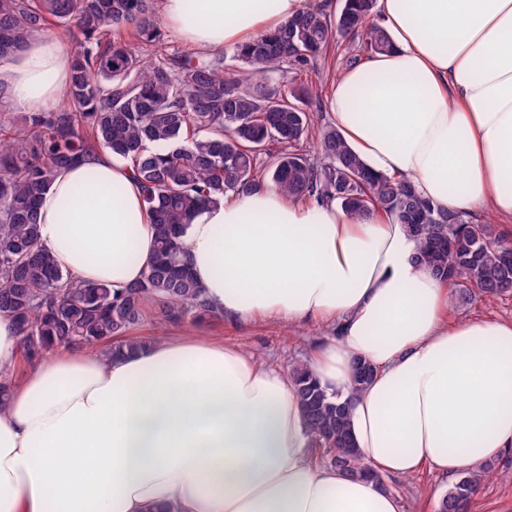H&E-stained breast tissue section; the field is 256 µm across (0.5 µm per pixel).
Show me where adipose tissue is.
<instances>
[{
    "mask_svg": "<svg viewBox=\"0 0 512 512\" xmlns=\"http://www.w3.org/2000/svg\"><path fill=\"white\" fill-rule=\"evenodd\" d=\"M307 0H161L178 41L218 52L301 14ZM392 49L341 71L331 121L374 171L455 213L512 223V0H378ZM71 54L41 34L0 60V95L59 109ZM129 160L99 149L60 170L39 238L77 279L141 280L154 232ZM207 301L232 321L333 329L309 365L350 402L378 474L452 477L512 446V321L449 322V285L415 263L384 212L267 184L202 208L182 238ZM22 349L0 314V512H400L375 482L313 461L288 376L235 346L168 336L130 355L61 347L12 374ZM376 368L352 388L356 359Z\"/></svg>",
    "mask_w": 512,
    "mask_h": 512,
    "instance_id": "adipose-tissue-1",
    "label": "adipose tissue"
}]
</instances>
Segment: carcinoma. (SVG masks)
I'll return each mask as SVG.
<instances>
[{
	"instance_id": "carcinoma-1",
	"label": "carcinoma",
	"mask_w": 512,
	"mask_h": 512,
	"mask_svg": "<svg viewBox=\"0 0 512 512\" xmlns=\"http://www.w3.org/2000/svg\"><path fill=\"white\" fill-rule=\"evenodd\" d=\"M53 22L76 36L65 103L55 112L0 115V313L12 317L28 357L62 346L136 352L155 342L127 336L150 298L164 322L224 318L186 269L180 237L201 207L260 181L296 199L334 202L356 218L388 213L417 242L416 261L452 285L454 300L512 291V240L493 224L445 211L410 182L371 171L332 124L318 130L314 150L303 149L312 91L288 75L311 69L331 46L348 66L392 49L376 0H308L302 14L236 47L232 67L223 51L170 48L158 0H0V59ZM118 30L136 41L112 38ZM102 147L132 161L155 230L143 279L123 288L75 280L39 242L38 203L57 172ZM374 374L357 359L353 389ZM289 378L318 463L366 478L349 402L323 390L305 363L291 364ZM486 479L484 470L460 478L437 512H468Z\"/></svg>"
}]
</instances>
